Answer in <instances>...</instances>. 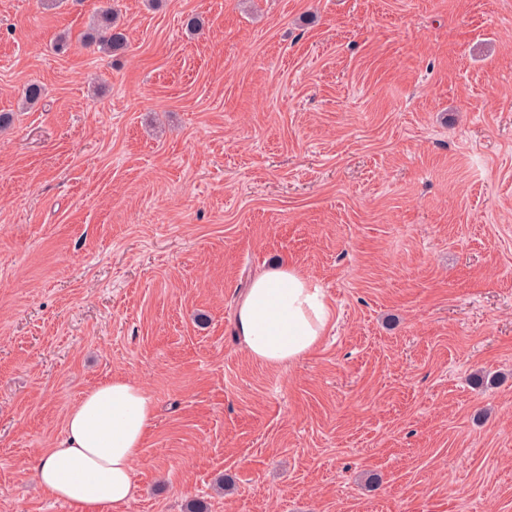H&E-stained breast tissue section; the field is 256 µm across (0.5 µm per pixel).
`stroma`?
Masks as SVG:
<instances>
[{"label":"stroma","mask_w":512,"mask_h":512,"mask_svg":"<svg viewBox=\"0 0 512 512\" xmlns=\"http://www.w3.org/2000/svg\"><path fill=\"white\" fill-rule=\"evenodd\" d=\"M4 112L0 512H76L38 458L115 376L124 512H512V0H0ZM281 260L334 321L267 366L231 315ZM87 37L96 43L104 53H117L126 46V34L118 27L117 19L112 11L104 10L91 27Z\"/></svg>","instance_id":"1"}]
</instances>
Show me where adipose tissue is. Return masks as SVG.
I'll return each instance as SVG.
<instances>
[{"label":"adipose tissue","instance_id":"obj_1","mask_svg":"<svg viewBox=\"0 0 512 512\" xmlns=\"http://www.w3.org/2000/svg\"><path fill=\"white\" fill-rule=\"evenodd\" d=\"M331 319L321 288L283 262L256 272L233 310L240 347L271 366L305 357ZM156 416L153 398L132 380L115 377L90 388L69 410L63 438L40 459V486L76 512H123L137 493L133 465Z\"/></svg>","mask_w":512,"mask_h":512}]
</instances>
